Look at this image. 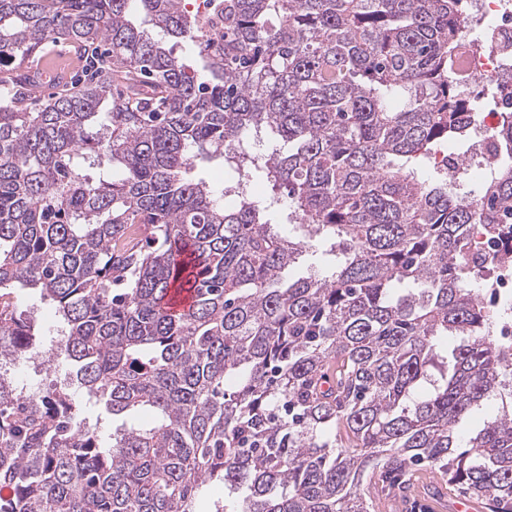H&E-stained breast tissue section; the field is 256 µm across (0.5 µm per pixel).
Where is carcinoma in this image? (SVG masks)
<instances>
[{
  "instance_id": "cac0c4a2",
  "label": "carcinoma",
  "mask_w": 512,
  "mask_h": 512,
  "mask_svg": "<svg viewBox=\"0 0 512 512\" xmlns=\"http://www.w3.org/2000/svg\"><path fill=\"white\" fill-rule=\"evenodd\" d=\"M462 2L217 0L214 47L185 0H0V358L42 353L13 301L38 289L81 394L50 413L0 378V512H196L213 482L237 512H370L364 477L416 463L512 512V368L473 271L512 241V112L480 207L416 176L470 135ZM58 43L90 78L33 112L13 71ZM205 152L272 193L225 207L184 176ZM284 197L315 240L272 224ZM321 248L330 273L282 284ZM497 411L498 404L495 401L483 405L480 410H476L460 423L457 432L463 435L476 433L483 425V422L493 417Z\"/></svg>"
}]
</instances>
